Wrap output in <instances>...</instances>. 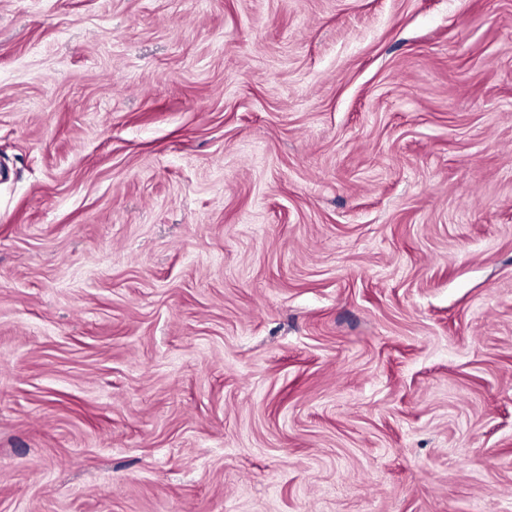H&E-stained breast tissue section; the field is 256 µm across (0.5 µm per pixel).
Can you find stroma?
Returning a JSON list of instances; mask_svg holds the SVG:
<instances>
[{
	"label": "stroma",
	"instance_id": "35a3bbf8",
	"mask_svg": "<svg viewBox=\"0 0 512 512\" xmlns=\"http://www.w3.org/2000/svg\"><path fill=\"white\" fill-rule=\"evenodd\" d=\"M0 512H512V0H0Z\"/></svg>",
	"mask_w": 512,
	"mask_h": 512
}]
</instances>
